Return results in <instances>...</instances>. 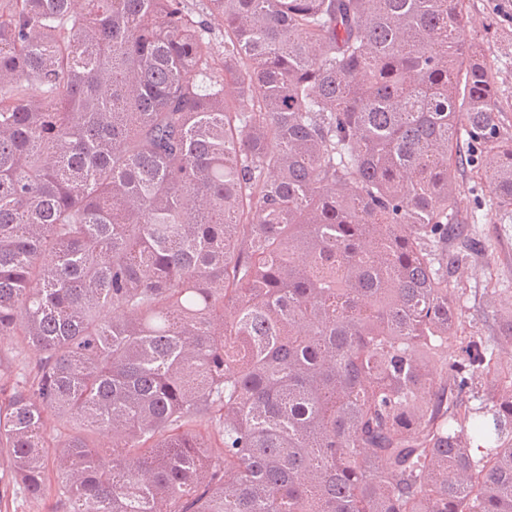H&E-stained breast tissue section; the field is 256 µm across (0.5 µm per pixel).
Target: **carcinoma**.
I'll list each match as a JSON object with an SVG mask.
<instances>
[{
	"label": "carcinoma",
	"mask_w": 512,
	"mask_h": 512,
	"mask_svg": "<svg viewBox=\"0 0 512 512\" xmlns=\"http://www.w3.org/2000/svg\"><path fill=\"white\" fill-rule=\"evenodd\" d=\"M464 27L465 0H0V339L40 348L0 384V504L53 470L57 512H512V311L448 357L485 251L457 170L512 210Z\"/></svg>",
	"instance_id": "obj_1"
}]
</instances>
